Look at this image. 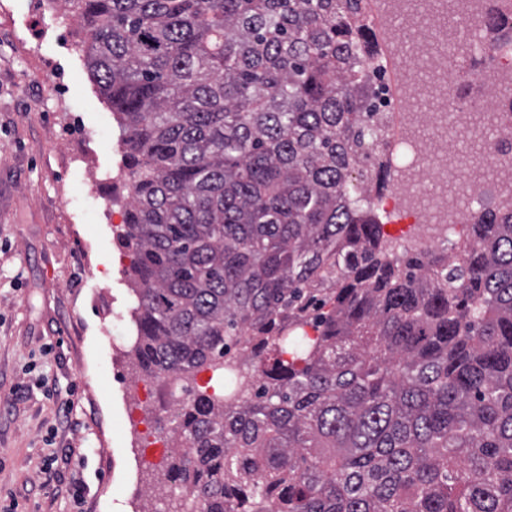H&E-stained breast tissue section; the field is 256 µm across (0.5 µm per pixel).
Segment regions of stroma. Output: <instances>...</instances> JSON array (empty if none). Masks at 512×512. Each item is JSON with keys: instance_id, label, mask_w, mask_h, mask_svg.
I'll return each instance as SVG.
<instances>
[{"instance_id": "1", "label": "stroma", "mask_w": 512, "mask_h": 512, "mask_svg": "<svg viewBox=\"0 0 512 512\" xmlns=\"http://www.w3.org/2000/svg\"><path fill=\"white\" fill-rule=\"evenodd\" d=\"M447 27L459 48L458 94L489 97L470 74L492 62L465 49L487 43L486 32L454 14ZM83 37L55 0H0V498L17 512H68L57 491L82 452L81 512H174L142 426L163 416V400L146 399L130 344L110 342L134 329L131 256L116 241L127 191L116 117L85 65ZM47 346L57 384L74 391L69 423L61 397L46 399L37 374L23 370ZM50 434L56 460L46 474Z\"/></svg>"}]
</instances>
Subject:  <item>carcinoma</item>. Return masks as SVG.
Instances as JSON below:
<instances>
[{
	"label": "carcinoma",
	"instance_id": "obj_1",
	"mask_svg": "<svg viewBox=\"0 0 512 512\" xmlns=\"http://www.w3.org/2000/svg\"><path fill=\"white\" fill-rule=\"evenodd\" d=\"M117 116L132 352L204 512H512V206L390 252L363 0H60ZM492 48L512 13L492 0Z\"/></svg>",
	"mask_w": 512,
	"mask_h": 512
}]
</instances>
